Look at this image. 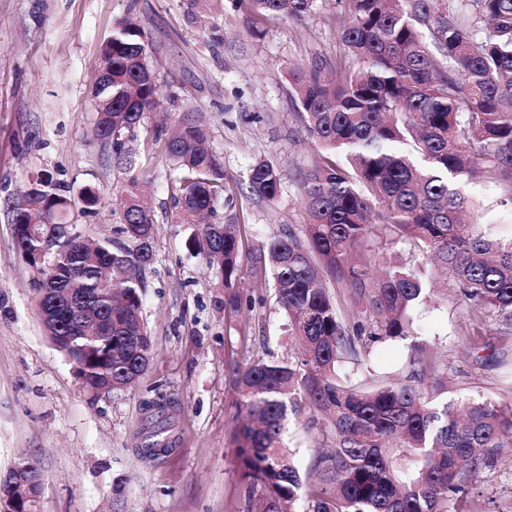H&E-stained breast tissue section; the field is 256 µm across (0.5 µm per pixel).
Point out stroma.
Segmentation results:
<instances>
[{
  "label": "stroma",
  "instance_id": "35a3bbf8",
  "mask_svg": "<svg viewBox=\"0 0 512 512\" xmlns=\"http://www.w3.org/2000/svg\"><path fill=\"white\" fill-rule=\"evenodd\" d=\"M184 0H0V477L21 459L35 460L43 484L38 512H255L257 494L242 479L235 429L240 415L237 365L265 356L295 357L273 284L256 287L250 258L281 226L307 214L299 175L316 145L304 138L288 71L336 68L344 47L336 31L343 0H317L296 21L263 18L261 37L234 0L208 11L226 32L206 43L184 15ZM133 18L149 42V61L165 85L164 110L201 114L224 166L233 200L226 213L245 224L239 292L244 305L227 314L218 267L192 254V229L179 223L167 191L170 164L150 125L129 146L153 176L147 196L154 219L155 261L143 273V317L151 333L148 371L134 387L93 399L68 358L48 336L31 286L33 271L15 243L11 207L40 173L72 193L105 190L91 213L73 221L93 237L122 242L120 206L110 196L128 174L111 146L92 137L102 45L119 19ZM265 160L281 170L282 194L267 202L247 188L248 168ZM476 224L512 236V205L500 187L463 179ZM471 326L456 291L430 298L414 313L411 336L374 344L372 372L405 377L417 346L446 364L449 402L512 401V348L505 359L464 354ZM170 400L174 424L167 453L140 451L145 401ZM326 432L309 409L289 414L283 434L301 471L315 464ZM464 512H512V450L468 486Z\"/></svg>",
  "mask_w": 512,
  "mask_h": 512
}]
</instances>
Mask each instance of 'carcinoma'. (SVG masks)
<instances>
[{"label": "carcinoma", "instance_id": "cac0c4a2", "mask_svg": "<svg viewBox=\"0 0 512 512\" xmlns=\"http://www.w3.org/2000/svg\"><path fill=\"white\" fill-rule=\"evenodd\" d=\"M206 0H186V16L207 41L224 43V27L203 12ZM252 22L269 14L300 20L316 0H238ZM342 26L346 55L336 79L289 72L293 101L307 137L321 147L301 173L309 220L288 225L264 241L253 260L257 282L270 274L288 317V332L303 352L295 361L257 359L238 377L245 422L235 440L243 479L259 492L262 512H449L476 474L493 468L512 448V402L450 404L444 368L413 358L409 383L367 374L357 384L337 380L341 363L365 364L370 346L405 338L412 312L424 303L436 272L467 302L474 352L487 320L512 338V238L470 229L467 201L451 180L480 166L512 203V0H346ZM426 27L432 44L423 41ZM454 68L437 66L433 52ZM144 31L132 20L115 23L102 48L112 80L94 92L95 135L112 145L130 169L126 138L154 117L153 140L171 163L168 182L177 219L193 227L189 245L222 272L218 304L239 311L235 291L242 273L238 219L216 220L224 197V166L194 116L160 111L161 84L148 62ZM143 172L113 191L123 202L120 233L112 244L72 232L75 202L42 174L26 196L48 214L13 204L11 226L32 268L38 312L51 340L80 366V385L93 397L145 374L152 341L143 319V283L137 271L154 260L153 218L141 199ZM282 190L279 168L257 161L248 192L266 201ZM369 240L413 246L412 264L382 270L360 254ZM335 288H345L363 316L348 323ZM88 310L86 321L69 304ZM326 416L331 450L321 454L310 480H302L282 434L288 411L301 404ZM144 447L167 449L168 407L145 405Z\"/></svg>", "mask_w": 512, "mask_h": 512}]
</instances>
